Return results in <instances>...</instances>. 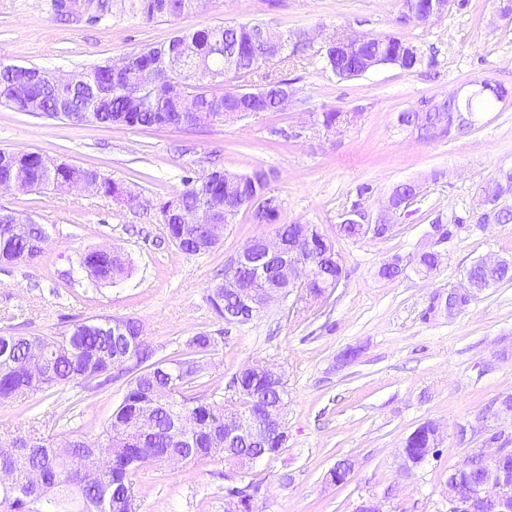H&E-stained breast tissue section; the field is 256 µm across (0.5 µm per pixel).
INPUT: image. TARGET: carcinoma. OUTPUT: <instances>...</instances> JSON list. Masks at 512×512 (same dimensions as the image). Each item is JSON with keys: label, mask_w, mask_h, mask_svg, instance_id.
<instances>
[{"label": "carcinoma", "mask_w": 512, "mask_h": 512, "mask_svg": "<svg viewBox=\"0 0 512 512\" xmlns=\"http://www.w3.org/2000/svg\"><path fill=\"white\" fill-rule=\"evenodd\" d=\"M197 4L198 0H85L79 8L101 21L128 16L150 23L159 18L177 22L191 14ZM262 30L269 35L266 43L270 48L275 38L289 39V35L260 24L221 23L193 32L179 30L169 40L141 49L142 58L156 67L158 76L168 74L178 84L145 86L136 104L127 94L131 76L105 64L90 68V82L103 91L101 99L92 105L83 91L55 83L47 71L35 82L0 74V106L78 126L181 129L219 125L224 123V101L231 95L224 89L226 81L246 82L268 62L259 44ZM409 46L410 42L394 35H363L348 54H339L327 44L317 53L334 74L354 77L373 59L407 71L415 68L418 59L397 53L399 48ZM236 104L244 113L255 109L280 111L273 97L259 102L243 98ZM490 107V100L480 93L462 105L449 101L436 110L448 113L450 119L460 114L469 125L474 114ZM189 112L207 113L211 120L183 117ZM265 175L263 169L249 174L212 169L186 177L183 189L156 205L168 240L189 255L214 249L220 239H208L207 227L194 223L195 212L207 206L217 222H224L225 189H232L243 200L262 197L267 185ZM88 178L96 181L100 194L114 202L130 209L140 206L137 194L94 169L57 162L35 151L0 150V181L20 180L30 191L66 192L72 184ZM13 215L12 210L0 207V262H32L43 252L38 243L49 236V230L43 224H14ZM301 230L315 243L314 257L302 269V279L325 291L335 288L343 276L329 265L330 254L323 245L326 235L314 224L277 227L285 237ZM79 264L89 272L87 280L94 288L112 283L114 269H128L126 259L114 251L89 250L81 255ZM471 274L478 282L495 285L512 281V272L491 270L477 263L471 266ZM209 303L220 319L234 308L224 279L211 287ZM217 344V337L203 331L188 337L178 351L159 358L144 337L143 324L129 316H91L54 336L33 334L17 326L0 330L1 404L22 402L38 394H62L74 387L99 392L112 384L113 372L127 376L122 400L97 437L71 428L72 413L81 402L77 398L59 416L66 427L63 436L70 444L68 451L59 453L30 434L11 441L15 452L0 453V470L12 473V483L0 484L3 512H139V475L147 466L210 460L244 469L255 455L263 460L279 456L284 447L276 437L260 448L249 444L224 446L225 420L235 415L262 417L270 410L284 409L287 391L285 383L269 382L255 361L253 368L232 376L237 388L233 398L225 401L219 389H210L203 382L208 359ZM146 410L153 412L149 435L140 427ZM181 413L192 422L190 447L184 435L170 430L171 421ZM261 487L262 481L252 479L239 486L242 508L247 512H252Z\"/></svg>", "instance_id": "cac0c4a2"}]
</instances>
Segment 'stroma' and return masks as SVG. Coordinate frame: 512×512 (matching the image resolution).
<instances>
[{"label": "stroma", "mask_w": 512, "mask_h": 512, "mask_svg": "<svg viewBox=\"0 0 512 512\" xmlns=\"http://www.w3.org/2000/svg\"><path fill=\"white\" fill-rule=\"evenodd\" d=\"M502 7L501 0H453L441 17L405 24L398 0H201L176 25L132 17L72 24L54 18L49 0H0V62L65 75L163 42L175 29L221 22L303 30L319 44L339 30L393 34L421 56L410 71L381 65L350 79L311 54L274 61L251 85L288 80L296 99L285 110L195 131L75 126L0 107V149L96 169L141 201L133 211L87 191L0 194V206L50 230L38 259L0 263V328L21 323L53 336L93 315L130 316L162 355L198 332H223L210 387L227 389L257 360L280 367L286 380L288 443L254 470L263 481L256 512H355L369 497L382 512H448L449 470L483 448L486 430L512 440V417L499 412L501 399L512 395V281L454 313L445 310L473 263L512 259V223L487 217L481 203L482 186L512 172V14ZM486 85L508 94L470 128L426 139L398 122L425 102L462 101ZM330 111L341 119L328 129L321 121ZM257 167L269 172L282 201L279 222L318 225L333 238L344 277L321 302L306 304L294 288L247 324L227 325L208 301L215 275L275 226L253 223L244 210L215 249L188 255L168 241L155 205L181 188L184 176ZM409 181L421 193L394 217L387 237L338 236L347 212L376 217L391 191ZM438 220L440 235L433 230ZM89 248L121 253L129 275L88 290L78 261ZM427 251L437 253L438 264L421 275L416 259ZM394 260L403 273L381 278L380 267ZM124 388L119 380L110 391L86 394L77 429L99 434ZM66 406L65 398L46 394L30 411L0 406V446L32 431L62 442L58 415ZM426 423L443 434L439 455L406 475L405 441ZM342 459L353 470L345 483L331 484L327 474ZM224 471L209 461L149 467L140 478V512H225Z\"/></svg>", "instance_id": "1"}]
</instances>
